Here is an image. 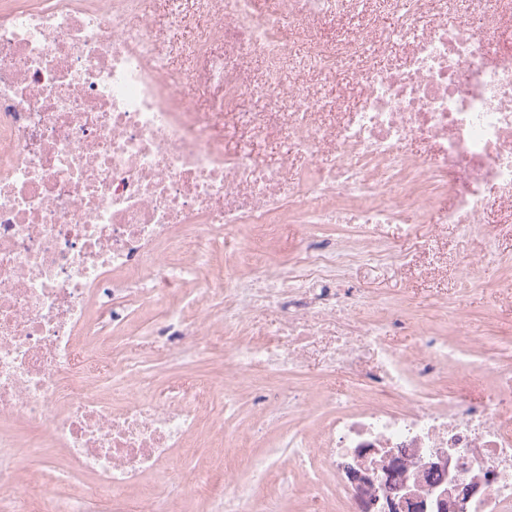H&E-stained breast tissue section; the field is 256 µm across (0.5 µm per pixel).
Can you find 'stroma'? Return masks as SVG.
<instances>
[{
	"instance_id": "1",
	"label": "stroma",
	"mask_w": 512,
	"mask_h": 512,
	"mask_svg": "<svg viewBox=\"0 0 512 512\" xmlns=\"http://www.w3.org/2000/svg\"><path fill=\"white\" fill-rule=\"evenodd\" d=\"M394 17L386 0H365L363 12L341 6L335 18L322 22L317 36L328 44L361 35L365 28L379 31L390 29ZM408 53L407 45L399 40L390 41L371 55L349 58L328 77H314L308 84L319 101L327 103L330 111L355 106L360 96V73L365 65L380 70L400 66ZM384 239L396 242L397 253L406 258H416L415 266L400 264L364 265L350 272L349 278L367 296L370 307L379 313L396 304L404 305L408 314L417 321H436L441 327L451 328L463 323V342L474 344L476 356L499 353L501 364H512V348L504 347V340H512V295L483 284H473L461 289L457 260L462 254L485 260L490 274L512 277V214L493 210L486 214L478 231L463 235L452 224L438 221L437 211H430L423 223L417 224L414 236L400 237L395 225L387 224L378 230ZM430 241L432 259L419 257L422 241ZM463 296L465 311H458L456 296ZM292 382L306 388L314 396L315 404L301 413L281 411L268 426L255 436L257 443L254 457L261 458L276 452L281 432L291 428L312 430L324 420L326 401L348 394L358 388L359 382L351 370L337 368L323 371L318 356L306 358ZM186 469L210 473L212 483L232 479L239 482L244 494L254 500L262 512H334L330 501L318 503L300 497L297 493H283L280 484L259 486L252 482L247 467L237 465L230 471H212L208 460L190 458Z\"/></svg>"
}]
</instances>
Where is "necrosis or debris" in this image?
<instances>
[{
  "mask_svg": "<svg viewBox=\"0 0 512 512\" xmlns=\"http://www.w3.org/2000/svg\"><path fill=\"white\" fill-rule=\"evenodd\" d=\"M168 3L170 24L205 18L177 47L196 59L177 85L148 0H0V512H171L164 491L185 482L192 439L224 446L236 415L225 380L283 376L316 348L330 366L376 356L368 394L334 400L315 431L281 433L288 462H257L258 483L304 471L309 497L327 477L345 500L357 449L398 450L418 470L426 449L467 448L465 476L496 474L470 512H512V368L489 365L492 392H474L461 327L448 338L399 308L376 316L345 280L347 267L395 257L380 225L410 234L444 195V223L466 231L512 205V43L498 36L512 0L463 13L454 0H390L396 23L374 41H407L408 58L365 68L357 105L328 122L301 83L276 68L253 81L243 60L285 59L281 28L313 31L338 0H278L272 13L256 0ZM364 45L313 42L303 69L335 72ZM283 93L291 112L276 108ZM256 96L266 111L246 109ZM269 130L332 163L289 178L257 156ZM288 223L308 227L291 244ZM230 232L240 242L228 253ZM269 308L282 314L273 328L257 318ZM138 310L150 330L132 323ZM388 326L413 331L416 353L384 347ZM149 350L203 352L217 372L167 393L142 368ZM449 372L455 396L434 401ZM26 448L42 463L23 481Z\"/></svg>",
  "mask_w": 512,
  "mask_h": 512,
  "instance_id": "obj_1",
  "label": "necrosis or debris"
}]
</instances>
